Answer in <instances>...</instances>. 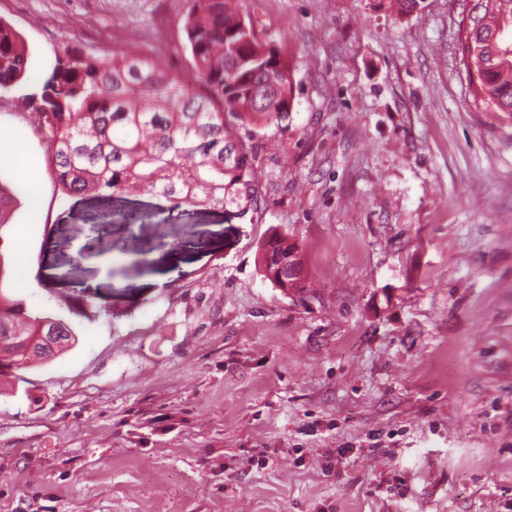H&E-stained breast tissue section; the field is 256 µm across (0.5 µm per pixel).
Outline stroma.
Instances as JSON below:
<instances>
[{"instance_id":"stroma-1","label":"stroma","mask_w":512,"mask_h":512,"mask_svg":"<svg viewBox=\"0 0 512 512\" xmlns=\"http://www.w3.org/2000/svg\"><path fill=\"white\" fill-rule=\"evenodd\" d=\"M240 5L293 82L287 131H241L246 213L62 196L36 114L0 97L28 155L0 163V291L111 307L0 387V512H512V123L472 98L471 0ZM188 9L0 0V21L33 80L68 47L133 48L202 94ZM275 231L302 265L287 291L260 268Z\"/></svg>"}]
</instances>
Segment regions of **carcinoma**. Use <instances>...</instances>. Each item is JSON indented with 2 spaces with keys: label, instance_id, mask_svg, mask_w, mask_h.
I'll use <instances>...</instances> for the list:
<instances>
[{
  "label": "carcinoma",
  "instance_id": "obj_1",
  "mask_svg": "<svg viewBox=\"0 0 512 512\" xmlns=\"http://www.w3.org/2000/svg\"><path fill=\"white\" fill-rule=\"evenodd\" d=\"M184 28L207 94L190 93L153 60L115 53L99 58L66 49L41 89H25L29 61L17 32L0 21V96L16 94L47 130L49 165L65 196L149 191L190 207L257 203L250 151L237 135L248 126L288 129L293 83L288 64L254 39L239 0H191ZM469 49L477 74L473 97L512 121V0H487ZM263 276L288 290L301 274L296 247L275 234L261 248ZM109 308L92 299L73 313L90 321ZM61 336V354L77 343L57 317L31 315L21 300L0 292V373L47 359L32 343Z\"/></svg>",
  "mask_w": 512,
  "mask_h": 512
}]
</instances>
